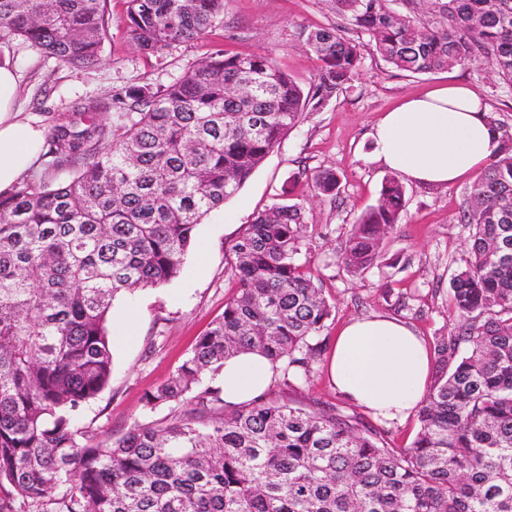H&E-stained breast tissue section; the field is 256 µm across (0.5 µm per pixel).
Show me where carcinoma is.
I'll return each mask as SVG.
<instances>
[{
  "label": "carcinoma",
  "mask_w": 512,
  "mask_h": 512,
  "mask_svg": "<svg viewBox=\"0 0 512 512\" xmlns=\"http://www.w3.org/2000/svg\"><path fill=\"white\" fill-rule=\"evenodd\" d=\"M401 2L402 15L392 7ZM108 0H0V41L70 67L99 60ZM344 26H301L318 61L305 91L264 53L217 49L167 85L88 98L48 131L43 176L0 193V512H512V136L470 187L469 238L452 279L462 320L436 339L433 384L411 446L387 448L356 420L261 398L227 405L210 383L257 350L282 389L323 353L333 306L299 255L302 208L278 202L234 245L236 292L144 407L163 419L103 441L79 425L112 379L113 301L175 279L202 218L236 194L301 120L361 64V38L411 74L490 66L512 85V0H327ZM224 0H127L128 38L154 55L201 38ZM245 80L251 97L233 89ZM111 111L112 123L94 119ZM73 177L54 184L51 175ZM336 197L332 168L310 176ZM384 178L339 257L361 275L401 220Z\"/></svg>",
  "instance_id": "cac0c4a2"
}]
</instances>
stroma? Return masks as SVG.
<instances>
[{"mask_svg":"<svg viewBox=\"0 0 512 512\" xmlns=\"http://www.w3.org/2000/svg\"><path fill=\"white\" fill-rule=\"evenodd\" d=\"M127 4L111 0L109 37L102 58L89 68L63 67L23 40L0 42V62L19 77L26 112L52 125L86 98L111 101L125 86L166 84L215 49L230 54L262 52L302 86H309L317 62L298 43L300 26H330L339 18L324 0H224V18L201 38L153 56L141 53L125 32ZM352 79L320 111L305 113L239 191L199 224L181 272L171 282L119 296L108 321L112 343V384L82 412V424L100 438L125 434L137 423L163 418L166 408L147 410L143 397L165 382L191 352L198 336L224 312L235 292L233 247L246 224L276 201L284 182L303 209L310 240L301 261L320 276L334 311L321 337L332 346L350 319L387 314L408 324L426 344L456 327L449 306L451 280L469 236L461 222L470 180L436 189L405 182L401 221L384 238L382 260L362 275L340 265L352 224L375 205L388 170L372 158L371 127L406 97L456 82L467 83L485 102L489 115L512 133V88L489 67L457 68L415 75L391 68L371 43ZM323 168L342 181L337 198H319L307 180ZM318 359L306 381L290 397L300 406L332 407L357 415L366 429L389 447L406 448L419 430L416 415L384 420L340 397Z\"/></svg>","mask_w":512,"mask_h":512,"instance_id":"obj_1","label":"stroma"}]
</instances>
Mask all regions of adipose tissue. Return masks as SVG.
<instances>
[{"label":"adipose tissue","mask_w":512,"mask_h":512,"mask_svg":"<svg viewBox=\"0 0 512 512\" xmlns=\"http://www.w3.org/2000/svg\"><path fill=\"white\" fill-rule=\"evenodd\" d=\"M15 71L0 63V193L38 165L45 129L17 104ZM376 161L404 179L439 187L476 177L503 148L476 93L450 84L404 99L375 124ZM432 356L423 340L396 318H355L339 331L327 363L338 394L375 416L409 415L426 396ZM275 371L264 356L244 352L228 358L218 378L230 404L248 403L271 386Z\"/></svg>","instance_id":"1"}]
</instances>
